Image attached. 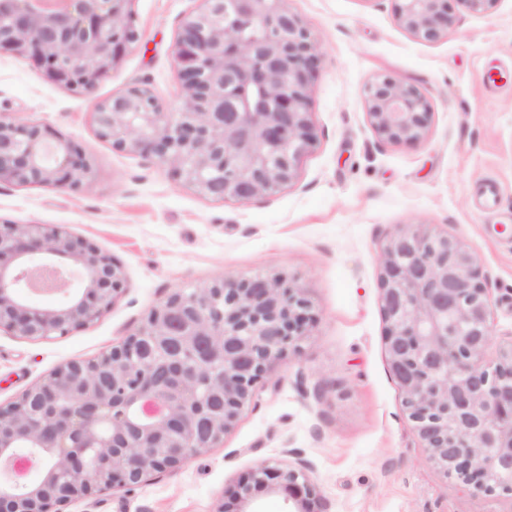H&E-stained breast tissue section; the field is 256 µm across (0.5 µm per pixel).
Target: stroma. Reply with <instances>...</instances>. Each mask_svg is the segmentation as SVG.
Masks as SVG:
<instances>
[{
    "mask_svg": "<svg viewBox=\"0 0 512 512\" xmlns=\"http://www.w3.org/2000/svg\"><path fill=\"white\" fill-rule=\"evenodd\" d=\"M200 0H132L138 42L92 96L0 54V112L44 124L93 168L76 190L0 184V222L58 226L108 253L125 286L95 323L62 336L0 331V404L72 361L136 331L171 294L224 276L263 274L303 288L314 321L296 352L254 387L224 442L175 471L110 488L62 512H214L257 464L309 461L325 512H512V495L476 494L427 460L393 380L379 256L404 224L460 238L490 294L494 339H512V0L488 16L456 11L447 37L417 39L395 0H287L322 54L309 110L314 142L276 196L214 200L181 186L152 157L113 148L93 104L138 86L180 104L172 49ZM381 74L416 86L424 136L393 142L368 120Z\"/></svg>",
    "mask_w": 512,
    "mask_h": 512,
    "instance_id": "1",
    "label": "stroma"
}]
</instances>
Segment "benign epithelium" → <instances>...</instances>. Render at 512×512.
<instances>
[{
  "instance_id": "7a95c632",
  "label": "benign epithelium",
  "mask_w": 512,
  "mask_h": 512,
  "mask_svg": "<svg viewBox=\"0 0 512 512\" xmlns=\"http://www.w3.org/2000/svg\"><path fill=\"white\" fill-rule=\"evenodd\" d=\"M173 47L181 105L141 87L94 104L98 135L151 156L202 196L246 203L278 194L312 143L308 96L320 45L285 0H201ZM472 14L499 0H455ZM398 20L434 41L454 27L448 0H398ZM131 0H0V52L34 60L53 83L90 95L138 39ZM372 126L423 137L421 92L392 76L365 91ZM92 169L76 144L0 113V183L73 188ZM84 289L54 306L26 291ZM119 265L58 227L0 225V330L45 338L95 322L124 288ZM390 372L428 460L475 493H512V342L488 365L491 301L460 239L407 224L380 255ZM300 289L264 275L179 291L108 353L71 362L0 406V512H51L176 470L223 443L253 387L303 334ZM37 469L41 480L25 475ZM310 464L257 465L215 512H259L254 491L288 512H320Z\"/></svg>"
}]
</instances>
